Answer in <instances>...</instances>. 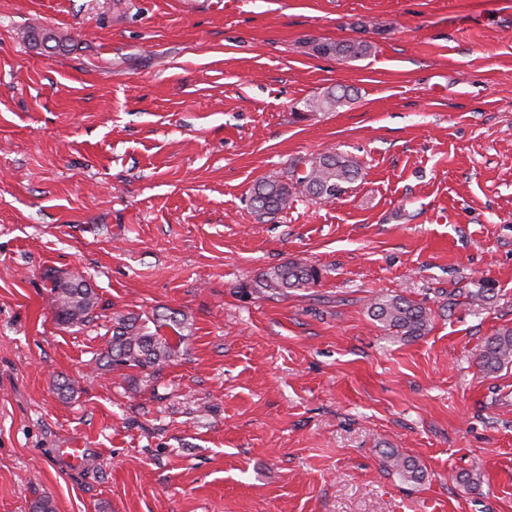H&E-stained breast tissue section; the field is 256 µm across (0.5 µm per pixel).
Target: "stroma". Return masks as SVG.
<instances>
[{
	"instance_id": "stroma-1",
	"label": "stroma",
	"mask_w": 512,
	"mask_h": 512,
	"mask_svg": "<svg viewBox=\"0 0 512 512\" xmlns=\"http://www.w3.org/2000/svg\"><path fill=\"white\" fill-rule=\"evenodd\" d=\"M326 151L360 164L338 199L251 207ZM292 259L320 281L257 289ZM127 312L184 319L181 357L106 367ZM506 327L512 0H0V512H512ZM317 53L337 58H353L364 56L370 51V46L363 42H336L317 45ZM350 100L347 89L342 91H330L322 97L314 98L306 103L309 112H333L345 105ZM57 317L61 322L77 324L92 319L97 304L94 289L81 276L66 281H56L54 288ZM374 320L401 336H421L431 323V310L400 296H382L369 306ZM512 363V328H502L491 336L479 356V369L486 375ZM387 458L392 462V466L397 469L405 478L413 481H420L424 478L423 469L408 457H401L396 452H387Z\"/></svg>"
}]
</instances>
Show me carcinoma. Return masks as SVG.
<instances>
[{
	"instance_id": "carcinoma-1",
	"label": "carcinoma",
	"mask_w": 512,
	"mask_h": 512,
	"mask_svg": "<svg viewBox=\"0 0 512 512\" xmlns=\"http://www.w3.org/2000/svg\"><path fill=\"white\" fill-rule=\"evenodd\" d=\"M316 51L324 56L346 59L366 55L370 46L363 42L324 43L318 45ZM348 100V90L330 91L309 100L306 108L310 112H333ZM303 164V173L289 184L260 180L254 185L252 203L259 214H276L288 209L298 193L318 199H334L359 176L355 159L333 151L307 159ZM320 277L317 267L301 261H289L263 273L260 287L286 294L290 290L310 288L319 282ZM52 292L60 321L77 324L92 319L97 298L83 277L59 280ZM369 309L374 320L402 336H420L431 323L430 309L400 295L378 297ZM112 321V336L104 354L107 364L112 367L158 372L180 353L184 322L175 317L149 320L129 313L117 314ZM511 363L512 328H502L484 345L479 356V369L489 375ZM387 458L405 478L413 481L424 478V471L416 461L396 452L387 453Z\"/></svg>"
}]
</instances>
